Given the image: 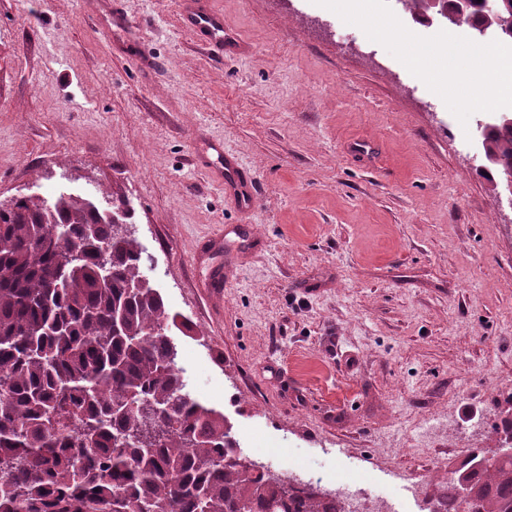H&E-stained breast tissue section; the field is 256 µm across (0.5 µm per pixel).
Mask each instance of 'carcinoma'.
Returning a JSON list of instances; mask_svg holds the SVG:
<instances>
[{"instance_id":"cac0c4a2","label":"carcinoma","mask_w":512,"mask_h":512,"mask_svg":"<svg viewBox=\"0 0 512 512\" xmlns=\"http://www.w3.org/2000/svg\"><path fill=\"white\" fill-rule=\"evenodd\" d=\"M418 18L455 0H402ZM512 43V0H470L450 28ZM491 169L512 167V122L484 127ZM112 216L132 211L112 199ZM0 512H345L311 483L244 457L224 414L193 398L143 278L135 237L74 194L0 207ZM428 512H512V454L472 448Z\"/></svg>"}]
</instances>
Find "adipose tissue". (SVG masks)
Instances as JSON below:
<instances>
[{"instance_id": "obj_1", "label": "adipose tissue", "mask_w": 512, "mask_h": 512, "mask_svg": "<svg viewBox=\"0 0 512 512\" xmlns=\"http://www.w3.org/2000/svg\"><path fill=\"white\" fill-rule=\"evenodd\" d=\"M446 84L464 111L476 100L487 107L512 100V59L469 51L448 71Z\"/></svg>"}]
</instances>
